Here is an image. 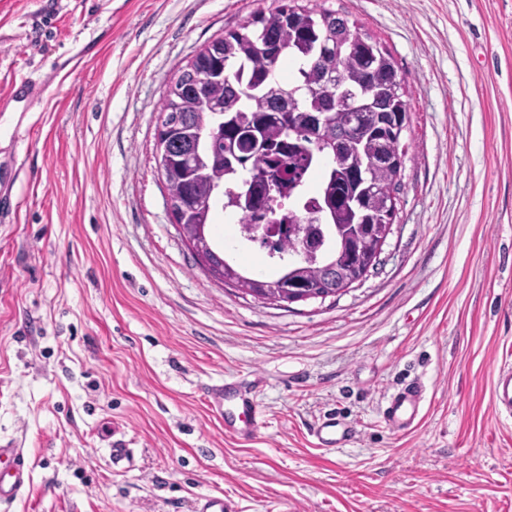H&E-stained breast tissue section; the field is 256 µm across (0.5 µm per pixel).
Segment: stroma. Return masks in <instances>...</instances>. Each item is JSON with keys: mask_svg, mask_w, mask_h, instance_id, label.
<instances>
[{"mask_svg": "<svg viewBox=\"0 0 512 512\" xmlns=\"http://www.w3.org/2000/svg\"><path fill=\"white\" fill-rule=\"evenodd\" d=\"M383 45L411 121L397 211L352 289L287 307L210 277L175 229L154 160L171 81L281 0H0V81L54 73L15 123L22 207L0 223V441L30 487L9 512H512V0H316ZM264 381L240 442L207 406ZM418 379L412 433L382 419ZM336 413L357 441L326 451ZM491 404L496 414L512 416V366H501L493 379ZM310 436L315 447L336 450L355 443L358 433L349 421L336 415H328L313 426Z\"/></svg>", "mask_w": 512, "mask_h": 512, "instance_id": "1", "label": "stroma"}]
</instances>
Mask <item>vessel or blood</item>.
I'll use <instances>...</instances> for the list:
<instances>
[{
    "instance_id": "b4317fda",
    "label": "vessel or blood",
    "mask_w": 512,
    "mask_h": 512,
    "mask_svg": "<svg viewBox=\"0 0 512 512\" xmlns=\"http://www.w3.org/2000/svg\"><path fill=\"white\" fill-rule=\"evenodd\" d=\"M51 81L48 75L16 73L5 97L0 99V112L30 111ZM10 141L14 154L0 162V178L8 184L19 176L15 153L28 145V134L21 128H14ZM212 397L226 435L241 441L255 437L264 413L244 383L225 380L223 385L213 388ZM425 401V385L418 381L408 382L388 398L382 411L385 424L399 432L414 431L422 419ZM491 404L496 414L512 416V366L504 365L498 369L492 383ZM310 435L315 447L336 450L355 443L358 433L349 421L328 415L313 426ZM29 485L30 473L23 449L0 443V505L14 503Z\"/></svg>"
}]
</instances>
